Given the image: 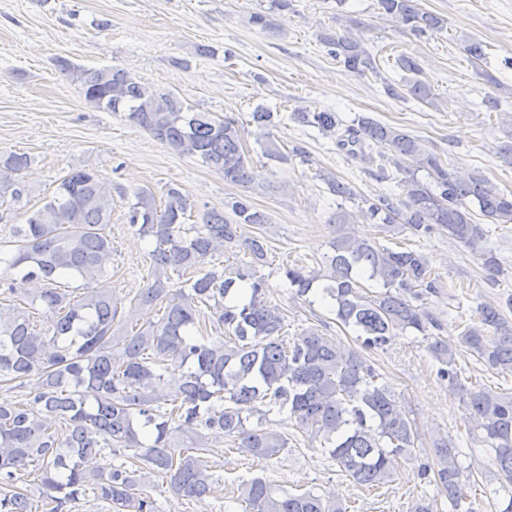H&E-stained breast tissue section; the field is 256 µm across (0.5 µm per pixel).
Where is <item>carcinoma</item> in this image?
Returning <instances> with one entry per match:
<instances>
[{
	"instance_id": "cac0c4a2",
	"label": "carcinoma",
	"mask_w": 512,
	"mask_h": 512,
	"mask_svg": "<svg viewBox=\"0 0 512 512\" xmlns=\"http://www.w3.org/2000/svg\"><path fill=\"white\" fill-rule=\"evenodd\" d=\"M383 14L421 37L443 29L445 19L419 7L418 0H379ZM327 53L346 71L378 74L375 57L362 41L346 35L322 38ZM405 72L385 93L431 106L437 98L418 79L416 58L395 59ZM63 73L98 110L124 112L171 151L220 172L224 181L270 193L273 181L255 170L244 148L239 120L195 108L132 73L113 67L85 68L67 62ZM291 120L336 138V146L368 165L382 182H397L402 194L361 199L360 216L388 234L396 227L426 236L440 226L483 257L491 278L500 263L484 248L487 230L474 212L493 224L512 223V193L488 179L460 177L449 161L419 139L370 117L344 127L335 112L291 114ZM263 157L309 162L303 147L286 154L273 134L260 143ZM31 158L0 153V201L17 204L29 194L23 172ZM336 196L357 193L331 173L318 174ZM133 195L128 221L153 248V280L122 306L110 288L92 284L112 274V193ZM192 208L181 190L168 187L164 208L149 189L132 192L108 182L94 168L76 166L59 179L53 195L25 223L0 239V387L23 391L13 404L0 401V512H33L39 499L47 512H71L81 499L108 504L113 512H155L148 488L166 479L178 499L208 496L221 486L210 459L214 443L233 437L240 451L270 461L288 447L279 432L265 427L284 415L316 441L341 471L368 488L389 482L399 461L411 454L418 430L391 386L362 350L384 348L391 337L417 332L440 377L459 390L487 445L490 464L512 512V392L467 389L459 382L456 346L485 366L512 372V293L496 305L483 304L478 321L463 326L456 345L439 335L442 324L427 307L441 292L428 258L410 246L391 248L347 232L329 242L322 268H284L288 287L308 304L320 300L356 333L360 348L342 347L316 330L288 338L285 315L269 300V286L257 275L267 262L268 237H245L248 224L271 223L247 195L228 201L227 212H205L187 224ZM241 246L249 270L207 268L220 247ZM181 286H171V273ZM76 279L74 296L56 287ZM46 283L36 296L26 285ZM158 305L163 314L129 332V325ZM42 307L52 323L38 329L29 310ZM257 418L249 427L250 418ZM435 462L420 468L454 512L464 495L457 450L448 436L434 438ZM33 472L35 482L18 481ZM248 512H345L336 495L305 490L289 493L256 476L237 489Z\"/></svg>"
}]
</instances>
